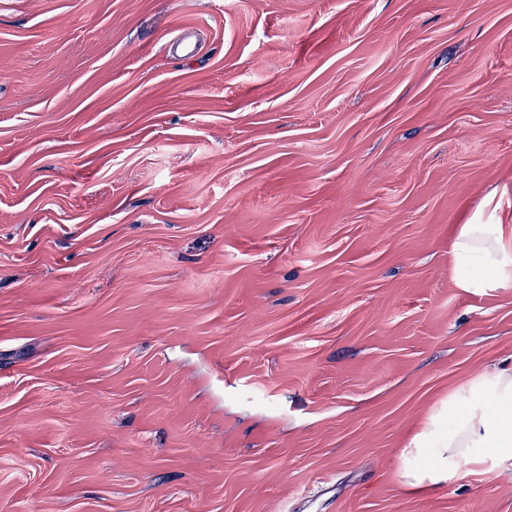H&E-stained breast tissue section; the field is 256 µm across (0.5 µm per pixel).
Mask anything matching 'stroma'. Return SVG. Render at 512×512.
Instances as JSON below:
<instances>
[{
  "label": "stroma",
  "mask_w": 512,
  "mask_h": 512,
  "mask_svg": "<svg viewBox=\"0 0 512 512\" xmlns=\"http://www.w3.org/2000/svg\"><path fill=\"white\" fill-rule=\"evenodd\" d=\"M512 0H0V512H512L397 480L512 361ZM451 253L457 288L472 294L502 288L512 283V240L506 224H460Z\"/></svg>",
  "instance_id": "35a3bbf8"
}]
</instances>
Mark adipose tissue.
I'll return each instance as SVG.
<instances>
[{
  "instance_id": "obj_1",
  "label": "adipose tissue",
  "mask_w": 512,
  "mask_h": 512,
  "mask_svg": "<svg viewBox=\"0 0 512 512\" xmlns=\"http://www.w3.org/2000/svg\"><path fill=\"white\" fill-rule=\"evenodd\" d=\"M457 288L483 294L512 284V240L502 224L458 225L451 245ZM489 461H512V363L483 368L450 391L400 459L409 491L452 484Z\"/></svg>"
}]
</instances>
